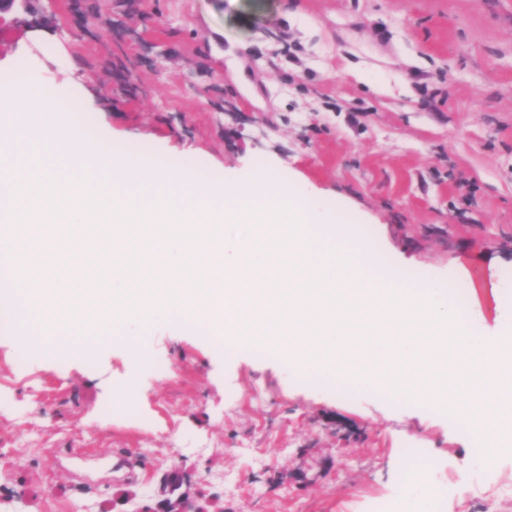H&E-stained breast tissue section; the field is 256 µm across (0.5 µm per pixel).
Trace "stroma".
Here are the masks:
<instances>
[{
    "label": "stroma",
    "instance_id": "35a3bbf8",
    "mask_svg": "<svg viewBox=\"0 0 512 512\" xmlns=\"http://www.w3.org/2000/svg\"><path fill=\"white\" fill-rule=\"evenodd\" d=\"M34 9L0 24V70L27 56L90 116L95 145L219 184L269 170L367 231L403 283L464 266L512 279V0ZM86 11L98 19L84 26ZM22 340L0 307V512H140L174 472L212 512H413L424 494L401 475L423 456L453 485L437 512H477L474 486L512 484V454L484 463L447 414L369 387L342 397L273 349H225L169 312L56 336L24 365ZM122 397L135 413L116 409Z\"/></svg>",
    "mask_w": 512,
    "mask_h": 512
}]
</instances>
